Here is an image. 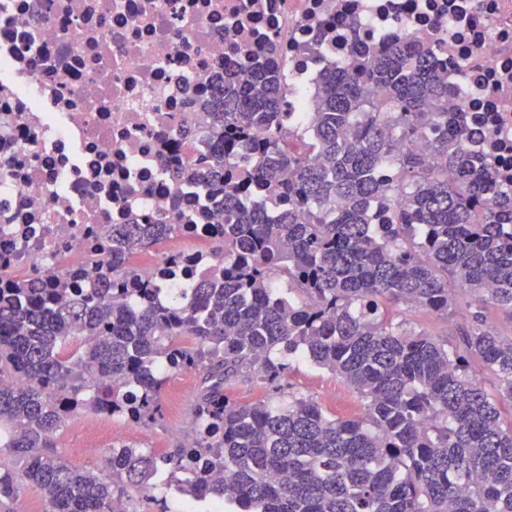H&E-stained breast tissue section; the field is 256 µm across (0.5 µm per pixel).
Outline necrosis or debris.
I'll list each match as a JSON object with an SVG mask.
<instances>
[{
  "label": "necrosis or debris",
  "mask_w": 512,
  "mask_h": 512,
  "mask_svg": "<svg viewBox=\"0 0 512 512\" xmlns=\"http://www.w3.org/2000/svg\"><path fill=\"white\" fill-rule=\"evenodd\" d=\"M431 41L487 152L512 158V0H0V277L85 270L107 229L150 224L182 200L163 253L137 250L143 278L223 254L194 232L212 207L177 164L207 153L215 79L274 61L298 117L327 60L352 67L359 48L396 37Z\"/></svg>",
  "instance_id": "obj_1"
}]
</instances>
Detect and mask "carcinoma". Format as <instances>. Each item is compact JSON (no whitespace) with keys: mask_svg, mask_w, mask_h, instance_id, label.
Returning <instances> with one entry per match:
<instances>
[{"mask_svg":"<svg viewBox=\"0 0 512 512\" xmlns=\"http://www.w3.org/2000/svg\"><path fill=\"white\" fill-rule=\"evenodd\" d=\"M363 55L324 65L297 149L272 62L243 66L199 104L211 153L179 175L221 200L196 223L224 267L196 279L186 260L185 287L164 288L126 256L174 225L113 224L94 287L54 273L0 288L1 507L32 487L50 512H137L135 494L173 487L234 512H512V421L499 410L512 402V335L477 324L450 347L393 321L400 306L447 317L462 298L512 315V184L470 147L480 131L431 44ZM237 152L242 165L224 166ZM468 353L498 378L495 393ZM291 355L341 378L366 415L226 394L244 370L278 384ZM188 368L203 372L192 444L121 443L96 473L56 452L71 416H163L169 376Z\"/></svg>","mask_w":512,"mask_h":512,"instance_id":"1","label":"carcinoma"}]
</instances>
